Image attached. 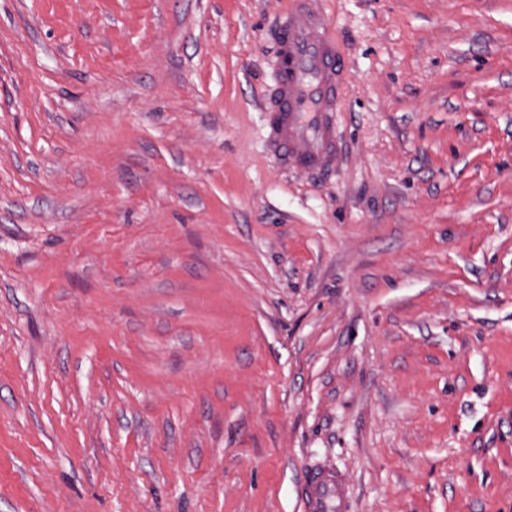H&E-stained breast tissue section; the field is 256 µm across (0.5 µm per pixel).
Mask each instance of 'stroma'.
<instances>
[{"label":"stroma","mask_w":512,"mask_h":512,"mask_svg":"<svg viewBox=\"0 0 512 512\" xmlns=\"http://www.w3.org/2000/svg\"><path fill=\"white\" fill-rule=\"evenodd\" d=\"M291 5L0 0V512H512V0H322L323 176ZM275 32V63L264 107L267 143L286 168L323 172L336 165V113L347 67L321 0H293ZM303 501L307 512H350L344 479L328 468L309 474L303 489Z\"/></svg>","instance_id":"stroma-1"}]
</instances>
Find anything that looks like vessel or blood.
I'll use <instances>...</instances> for the list:
<instances>
[{"mask_svg":"<svg viewBox=\"0 0 512 512\" xmlns=\"http://www.w3.org/2000/svg\"><path fill=\"white\" fill-rule=\"evenodd\" d=\"M321 0H293L275 32V63L266 97L267 143L284 167L332 169L339 154L336 113L347 68ZM306 512H350L344 479L312 471L303 489Z\"/></svg>","mask_w":512,"mask_h":512,"instance_id":"1","label":"vessel or blood"}]
</instances>
